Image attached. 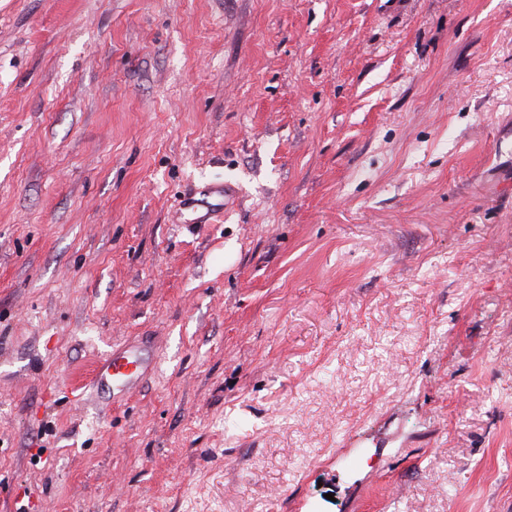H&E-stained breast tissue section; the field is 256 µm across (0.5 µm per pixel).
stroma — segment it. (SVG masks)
<instances>
[{
    "mask_svg": "<svg viewBox=\"0 0 512 512\" xmlns=\"http://www.w3.org/2000/svg\"><path fill=\"white\" fill-rule=\"evenodd\" d=\"M0 512H512V0H0ZM154 368L155 364L151 366L127 351L112 349V354L99 362L92 386L97 390L107 387L112 392L116 390L129 395Z\"/></svg>",
    "mask_w": 512,
    "mask_h": 512,
    "instance_id": "1",
    "label": "stroma"
}]
</instances>
